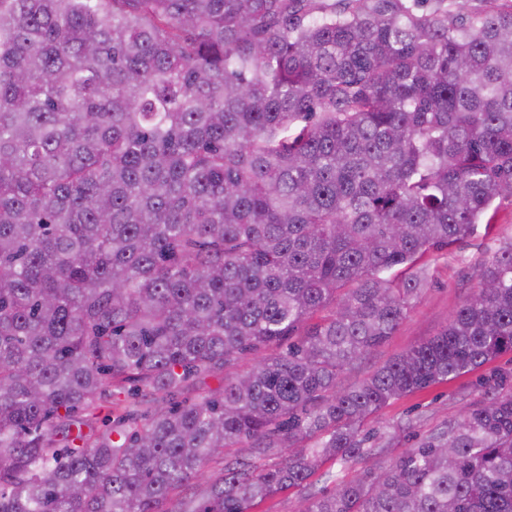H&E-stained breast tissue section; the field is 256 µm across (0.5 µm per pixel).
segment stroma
Masks as SVG:
<instances>
[{"label": "stroma", "instance_id": "stroma-1", "mask_svg": "<svg viewBox=\"0 0 512 512\" xmlns=\"http://www.w3.org/2000/svg\"><path fill=\"white\" fill-rule=\"evenodd\" d=\"M511 241L512 200L506 199L500 202L496 222L490 228H478L470 238L428 256V286L393 335L367 356L361 372L345 377V384L358 383L364 374L443 328L477 288L478 268ZM485 375V370L481 369L454 381L433 385L385 407L369 423V430L380 435L386 433L389 426L409 421L413 424L409 436L386 445L382 453L347 464L342 471L343 477L354 479L387 465L406 448L416 445L430 432L456 419L480 399V383Z\"/></svg>", "mask_w": 512, "mask_h": 512}]
</instances>
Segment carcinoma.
I'll list each match as a JSON object with an SVG mask.
<instances>
[{"instance_id":"obj_1","label":"carcinoma","mask_w":512,"mask_h":512,"mask_svg":"<svg viewBox=\"0 0 512 512\" xmlns=\"http://www.w3.org/2000/svg\"><path fill=\"white\" fill-rule=\"evenodd\" d=\"M445 2L0 0V512H512L499 370L388 465L313 483L390 402L512 353L510 242L342 385L421 261L512 198V6ZM299 495L295 491L285 492L262 503L257 512H297Z\"/></svg>"}]
</instances>
